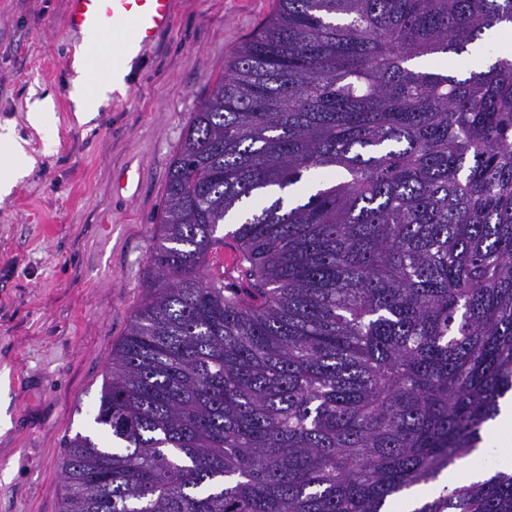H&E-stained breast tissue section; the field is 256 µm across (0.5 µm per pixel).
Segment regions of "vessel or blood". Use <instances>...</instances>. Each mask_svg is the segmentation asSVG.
<instances>
[{"instance_id":"b4317fda","label":"vessel or blood","mask_w":512,"mask_h":512,"mask_svg":"<svg viewBox=\"0 0 512 512\" xmlns=\"http://www.w3.org/2000/svg\"><path fill=\"white\" fill-rule=\"evenodd\" d=\"M175 20V0H65L64 25L73 32L110 31L115 44H156Z\"/></svg>"}]
</instances>
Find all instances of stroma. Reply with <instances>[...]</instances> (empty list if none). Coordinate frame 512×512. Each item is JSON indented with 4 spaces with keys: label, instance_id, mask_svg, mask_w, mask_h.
<instances>
[{
    "label": "stroma",
    "instance_id": "35a3bbf8",
    "mask_svg": "<svg viewBox=\"0 0 512 512\" xmlns=\"http://www.w3.org/2000/svg\"><path fill=\"white\" fill-rule=\"evenodd\" d=\"M173 29L141 53L90 121L71 99L81 35L65 0H0V124L36 160L0 201V512H60L61 461L97 435L113 347L144 302L167 175L234 50L275 0H176ZM54 103L53 147L27 120Z\"/></svg>",
    "mask_w": 512,
    "mask_h": 512
}]
</instances>
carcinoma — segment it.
<instances>
[{"mask_svg":"<svg viewBox=\"0 0 512 512\" xmlns=\"http://www.w3.org/2000/svg\"><path fill=\"white\" fill-rule=\"evenodd\" d=\"M512 0H277L170 165L60 512H512L438 486L512 397ZM239 249L241 288L209 256Z\"/></svg>","mask_w":512,"mask_h":512,"instance_id":"obj_1","label":"carcinoma"}]
</instances>
